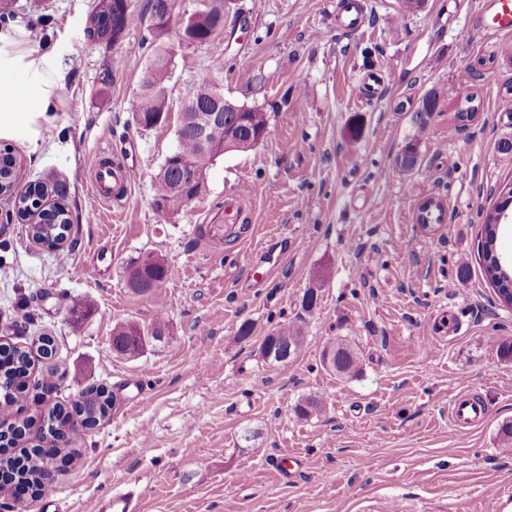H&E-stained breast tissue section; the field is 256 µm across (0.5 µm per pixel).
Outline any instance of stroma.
Instances as JSON below:
<instances>
[{
	"label": "stroma",
	"mask_w": 512,
	"mask_h": 512,
	"mask_svg": "<svg viewBox=\"0 0 512 512\" xmlns=\"http://www.w3.org/2000/svg\"><path fill=\"white\" fill-rule=\"evenodd\" d=\"M483 0H362V24L346 28L337 0H226V25L208 41L182 38L203 0H173L163 43L170 55L165 124L141 129L131 104L152 52L148 0H128L117 44L83 36L92 0H15L0 27V85L29 97L13 112L0 99V149L22 160L16 189L55 179L73 219L67 260L6 223L0 198V343L57 340L56 388L15 404L25 436L7 454L41 442L43 418L90 387L112 392L110 415L78 438L57 440L50 462L64 471L49 488L59 512H86L113 489H134L141 512H500L489 490L512 487V454L500 433L512 422V306L483 273L481 224L512 164V57L477 25ZM469 62L478 78L461 83ZM111 67L114 81L98 80ZM264 109L269 132L256 148L219 156L205 194L158 223L157 175L176 144L181 104L198 84ZM436 90L442 99L418 131L411 110ZM471 121L455 112L466 94ZM414 144L417 167L391 176ZM104 151L130 180L100 203L90 160ZM248 185L249 220L202 237L209 213ZM439 199L446 221L426 229L412 212ZM278 269L254 265L265 247ZM168 267L164 284L139 294L132 260ZM468 264L470 275L458 280ZM318 303L305 313L308 289ZM33 322H26L27 313ZM165 315L170 334L133 357L112 350V326ZM301 321L305 350L288 363L261 353L263 334ZM255 327L244 338L242 324ZM341 340L358 350L361 372L341 378L321 364ZM478 393L483 421L457 428L452 401ZM325 409L298 419L302 398Z\"/></svg>",
	"instance_id": "stroma-1"
}]
</instances>
